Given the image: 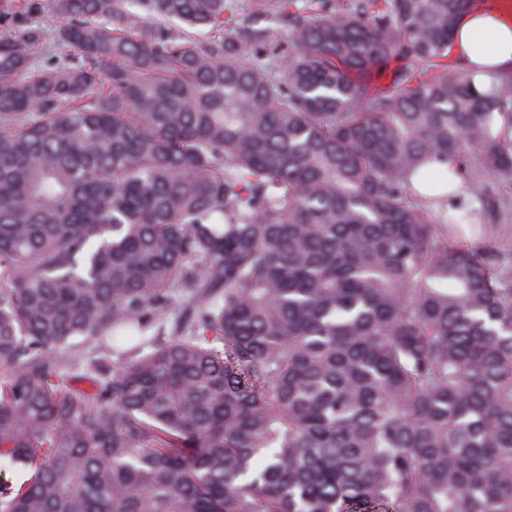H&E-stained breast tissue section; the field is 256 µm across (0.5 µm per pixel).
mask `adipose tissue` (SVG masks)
I'll return each instance as SVG.
<instances>
[{
  "instance_id": "1",
  "label": "adipose tissue",
  "mask_w": 512,
  "mask_h": 512,
  "mask_svg": "<svg viewBox=\"0 0 512 512\" xmlns=\"http://www.w3.org/2000/svg\"><path fill=\"white\" fill-rule=\"evenodd\" d=\"M453 50L467 66L482 65L479 89H489L503 74H512V14L489 9L464 17L455 34Z\"/></svg>"
}]
</instances>
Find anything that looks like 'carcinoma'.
Masks as SVG:
<instances>
[{"instance_id":"obj_1","label":"carcinoma","mask_w":512,"mask_h":512,"mask_svg":"<svg viewBox=\"0 0 512 512\" xmlns=\"http://www.w3.org/2000/svg\"><path fill=\"white\" fill-rule=\"evenodd\" d=\"M481 4L0 3V512H512Z\"/></svg>"}]
</instances>
